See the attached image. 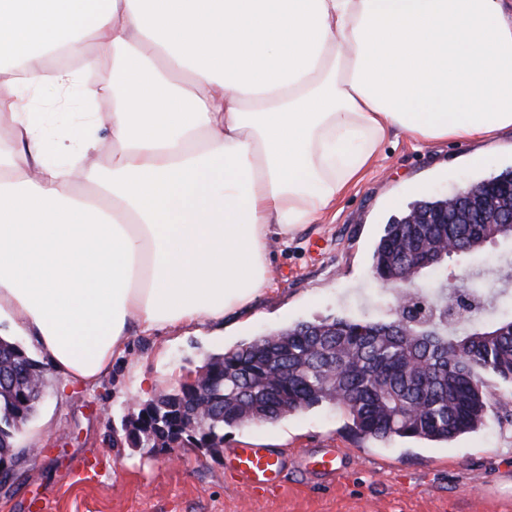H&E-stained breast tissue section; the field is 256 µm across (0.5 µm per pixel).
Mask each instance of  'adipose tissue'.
Returning <instances> with one entry per match:
<instances>
[{
	"mask_svg": "<svg viewBox=\"0 0 512 512\" xmlns=\"http://www.w3.org/2000/svg\"><path fill=\"white\" fill-rule=\"evenodd\" d=\"M112 70L101 108L89 71ZM78 91L47 136L23 89ZM512 130V0H0V315L70 383L269 289L393 134ZM66 158L48 163L46 150Z\"/></svg>",
	"mask_w": 512,
	"mask_h": 512,
	"instance_id": "adipose-tissue-1",
	"label": "adipose tissue"
}]
</instances>
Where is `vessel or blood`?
<instances>
[{
	"label": "vessel or blood",
	"mask_w": 512,
	"mask_h": 512,
	"mask_svg": "<svg viewBox=\"0 0 512 512\" xmlns=\"http://www.w3.org/2000/svg\"><path fill=\"white\" fill-rule=\"evenodd\" d=\"M224 469L244 495L276 490L281 482L283 463L271 449L242 447L225 459Z\"/></svg>",
	"instance_id": "1"
}]
</instances>
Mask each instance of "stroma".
Masks as SVG:
<instances>
[{"instance_id": "obj_1", "label": "stroma", "mask_w": 512, "mask_h": 512, "mask_svg": "<svg viewBox=\"0 0 512 512\" xmlns=\"http://www.w3.org/2000/svg\"><path fill=\"white\" fill-rule=\"evenodd\" d=\"M484 158L472 166L471 155ZM512 172V132L490 143L457 141L414 146L389 137L379 162L343 197L335 214L305 225L271 252L270 290L224 318L223 337L186 331L133 333L127 353L99 385H65L45 368V389L17 434L9 476L0 480V512H512V385L487 376L494 412L478 432L446 443L362 437L347 412L323 404L274 422L224 431V446L134 448L112 445L131 401L147 403L192 380L207 357L300 322L343 318L386 322L395 290L373 277V252L386 224L418 201L446 196ZM479 273L491 305L470 325L512 319V240L455 257L418 278L416 291L434 300L440 286ZM283 458L282 486L240 494L224 458L248 445ZM343 456L336 475L306 470L325 449ZM107 467L102 482L72 479L84 463Z\"/></svg>"}]
</instances>
